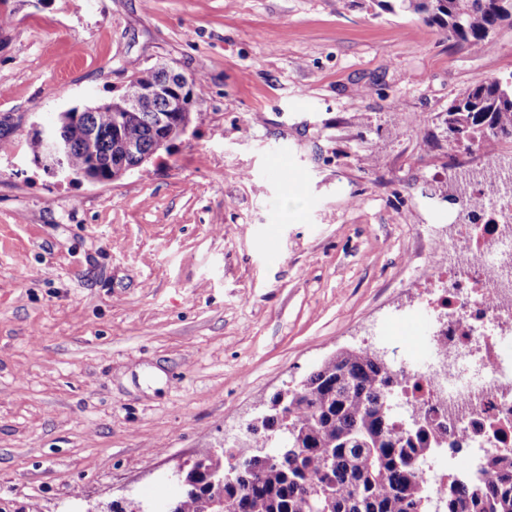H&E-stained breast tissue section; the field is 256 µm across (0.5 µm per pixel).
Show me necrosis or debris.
<instances>
[{
  "label": "necrosis or debris",
  "mask_w": 512,
  "mask_h": 512,
  "mask_svg": "<svg viewBox=\"0 0 512 512\" xmlns=\"http://www.w3.org/2000/svg\"><path fill=\"white\" fill-rule=\"evenodd\" d=\"M453 234L435 238L440 278L421 302L432 323L426 354L386 356L399 408L448 429V456L470 471L475 458L512 448V170L472 186L458 200Z\"/></svg>",
  "instance_id": "necrosis-or-debris-1"
}]
</instances>
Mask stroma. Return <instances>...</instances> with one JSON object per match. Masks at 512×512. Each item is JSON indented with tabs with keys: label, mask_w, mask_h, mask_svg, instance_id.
<instances>
[{
	"label": "stroma",
	"mask_w": 512,
	"mask_h": 512,
	"mask_svg": "<svg viewBox=\"0 0 512 512\" xmlns=\"http://www.w3.org/2000/svg\"><path fill=\"white\" fill-rule=\"evenodd\" d=\"M369 2L0 0V512L167 505L279 389L420 323L458 174L491 165L449 164L444 112L512 75V27L473 53ZM159 63L206 85L166 150L106 183L34 159Z\"/></svg>",
	"instance_id": "obj_1"
}]
</instances>
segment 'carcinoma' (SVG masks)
<instances>
[{"mask_svg":"<svg viewBox=\"0 0 512 512\" xmlns=\"http://www.w3.org/2000/svg\"><path fill=\"white\" fill-rule=\"evenodd\" d=\"M383 11L419 16L448 40L473 51L502 26H512L507 0H373ZM130 91L162 83L166 72L135 67ZM444 123L456 147L479 150L488 139H512V76L479 80L454 97ZM68 144L71 174L90 181L112 179V164L139 165L141 154H157L148 115L114 124L112 106L103 103L79 119L63 112L57 119ZM95 135L97 155L86 142ZM134 144L137 155L122 145ZM394 385L386 364L363 347L340 349L300 382L279 408L261 421L270 433L288 437L270 448L279 458L268 466L253 458L239 476L224 483L221 512H431L432 487L422 476L432 457L448 448V430L426 421L411 424L389 409ZM480 470L486 484L459 474L446 475L447 496L439 512H512V451L489 455ZM173 512H210L206 490L190 487Z\"/></svg>","mask_w":512,"mask_h":512,"instance_id":"carcinoma-1","label":"carcinoma"}]
</instances>
